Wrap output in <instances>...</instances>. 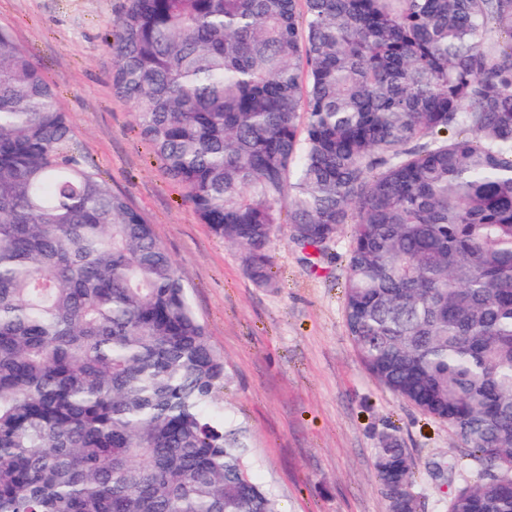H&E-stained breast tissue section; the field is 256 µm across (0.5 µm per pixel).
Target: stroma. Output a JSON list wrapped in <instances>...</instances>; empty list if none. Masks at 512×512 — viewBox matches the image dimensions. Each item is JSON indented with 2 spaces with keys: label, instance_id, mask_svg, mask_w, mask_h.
<instances>
[{
  "label": "stroma",
  "instance_id": "35a3bbf8",
  "mask_svg": "<svg viewBox=\"0 0 512 512\" xmlns=\"http://www.w3.org/2000/svg\"><path fill=\"white\" fill-rule=\"evenodd\" d=\"M124 0H0L8 28L55 89L72 144L153 224L229 372L224 408L249 430L251 474L282 512H388L374 476L381 434L397 432L414 464L418 512H448L452 483L434 478L456 454L446 423L381 387L344 318V243L313 269L285 234L271 245L276 285L247 275L238 249L203 224L112 90L108 22Z\"/></svg>",
  "mask_w": 512,
  "mask_h": 512
}]
</instances>
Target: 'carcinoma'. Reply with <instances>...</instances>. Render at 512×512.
Here are the masks:
<instances>
[{"mask_svg":"<svg viewBox=\"0 0 512 512\" xmlns=\"http://www.w3.org/2000/svg\"><path fill=\"white\" fill-rule=\"evenodd\" d=\"M112 89L203 223L275 286L343 229L369 374L512 512V0H124ZM0 27V512H281L224 417V356L153 225L71 147ZM389 512H417L398 435Z\"/></svg>","mask_w":512,"mask_h":512,"instance_id":"obj_1","label":"carcinoma"}]
</instances>
